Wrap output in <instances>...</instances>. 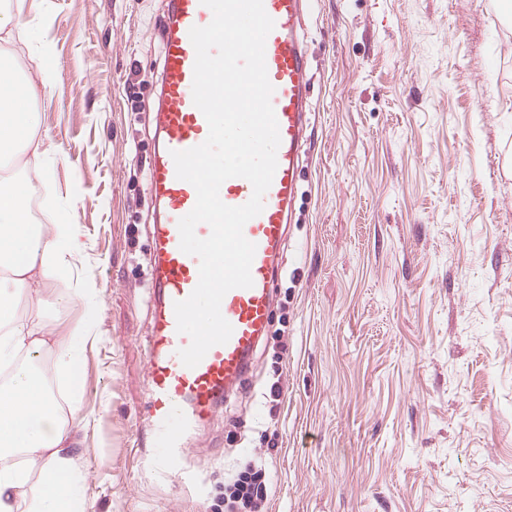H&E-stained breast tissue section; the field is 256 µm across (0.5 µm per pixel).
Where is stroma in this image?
I'll return each instance as SVG.
<instances>
[{
	"instance_id": "35a3bbf8",
	"label": "stroma",
	"mask_w": 512,
	"mask_h": 512,
	"mask_svg": "<svg viewBox=\"0 0 512 512\" xmlns=\"http://www.w3.org/2000/svg\"><path fill=\"white\" fill-rule=\"evenodd\" d=\"M169 0H25L55 86L35 104L55 196L75 195L102 306L73 381L94 512L512 506V15L505 0H312L308 142L269 331L246 388L191 436L181 478L142 465ZM280 398H272L271 386ZM269 476L261 465L247 464L224 483V506L230 512L261 511L267 499Z\"/></svg>"
}]
</instances>
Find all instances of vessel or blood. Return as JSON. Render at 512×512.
I'll return each instance as SVG.
<instances>
[{"label":"vessel or blood","mask_w":512,"mask_h":512,"mask_svg":"<svg viewBox=\"0 0 512 512\" xmlns=\"http://www.w3.org/2000/svg\"><path fill=\"white\" fill-rule=\"evenodd\" d=\"M307 2L263 0L275 22L266 39L265 63L274 88L272 104L280 135L278 165L264 196L263 211L243 228L245 238L256 246L251 265L253 285L230 290L221 303V311L233 327L232 335L189 368L178 356L190 339L177 331L174 304L188 298L199 281V260L180 250L178 230L179 219L193 209L197 194L190 183L177 178L172 154L201 144L208 135L207 121L193 103L196 53L189 31L209 24L213 14L201 0H170L162 39L159 144L148 167V190L159 217L152 229L154 317L146 358L147 413L153 445L161 450L157 463L164 467L185 455V434L205 429L216 407L241 389L267 331L311 112L309 65L302 36ZM252 193L251 183L241 177L227 179L219 191L221 200L230 206L245 204Z\"/></svg>","instance_id":"b4317fda"}]
</instances>
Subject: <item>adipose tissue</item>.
<instances>
[{"label":"adipose tissue","mask_w":512,"mask_h":512,"mask_svg":"<svg viewBox=\"0 0 512 512\" xmlns=\"http://www.w3.org/2000/svg\"><path fill=\"white\" fill-rule=\"evenodd\" d=\"M43 22L22 11L0 9V41L23 32L37 49L36 77L18 80L0 60V163L16 151L33 160L47 153L37 134L33 107L54 86L45 67L53 46L42 38ZM78 225L62 211L32 223L16 180L0 175V512H91L78 457L72 453L87 423L78 404L62 408L35 361L47 355L61 378L70 377L83 342L96 335L94 313L58 329L46 309L67 308L99 296L94 276L69 293L46 297L48 283L65 276L71 256L81 253ZM30 302L28 313L16 310Z\"/></svg>","instance_id":"ef3b65f1"}]
</instances>
